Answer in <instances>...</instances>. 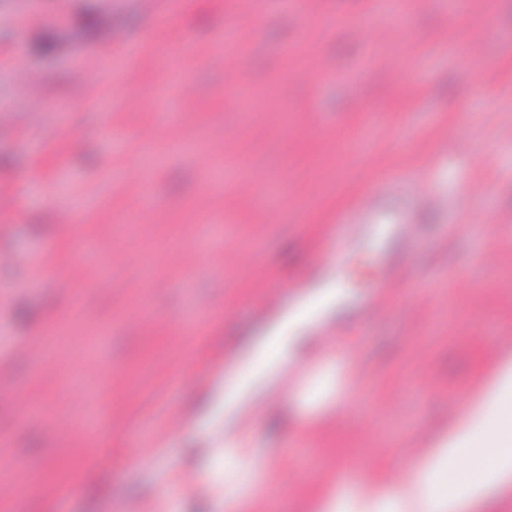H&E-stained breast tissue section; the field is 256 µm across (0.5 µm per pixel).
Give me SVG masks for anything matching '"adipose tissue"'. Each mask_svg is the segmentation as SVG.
Returning a JSON list of instances; mask_svg holds the SVG:
<instances>
[{
  "label": "adipose tissue",
  "instance_id": "obj_1",
  "mask_svg": "<svg viewBox=\"0 0 512 512\" xmlns=\"http://www.w3.org/2000/svg\"><path fill=\"white\" fill-rule=\"evenodd\" d=\"M512 358L504 357L480 383L471 404L436 434L423 455L410 462L409 478L393 483L376 476L340 486L322 497L317 512H463L484 505L512 486ZM224 457V505L238 512L254 478L250 436L234 439Z\"/></svg>",
  "mask_w": 512,
  "mask_h": 512
}]
</instances>
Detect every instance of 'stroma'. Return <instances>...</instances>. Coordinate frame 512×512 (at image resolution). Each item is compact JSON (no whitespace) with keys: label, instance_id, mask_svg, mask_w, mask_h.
<instances>
[{"label":"stroma","instance_id":"stroma-1","mask_svg":"<svg viewBox=\"0 0 512 512\" xmlns=\"http://www.w3.org/2000/svg\"><path fill=\"white\" fill-rule=\"evenodd\" d=\"M375 6L0 0V351L21 346L0 370L16 395L0 400V483L27 484L0 512H164L175 473L194 478L178 512H224V460L205 449L246 405L265 422L244 512H316L336 478H401L512 355V0H404V22L376 25ZM30 12L42 26L19 32ZM228 153L278 184L272 223L252 194L212 188ZM369 208L416 224L420 247L340 239ZM326 274L335 296L301 325L315 348L296 364L343 360V387L272 400L271 371L201 412L261 369L268 329Z\"/></svg>","mask_w":512,"mask_h":512}]
</instances>
